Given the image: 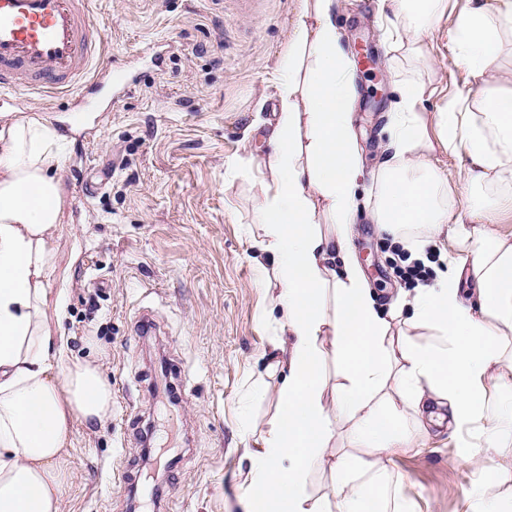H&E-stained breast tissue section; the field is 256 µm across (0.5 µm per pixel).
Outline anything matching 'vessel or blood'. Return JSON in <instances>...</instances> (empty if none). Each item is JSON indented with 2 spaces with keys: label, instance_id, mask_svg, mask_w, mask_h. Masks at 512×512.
I'll use <instances>...</instances> for the list:
<instances>
[{
  "label": "vessel or blood",
  "instance_id": "b4317fda",
  "mask_svg": "<svg viewBox=\"0 0 512 512\" xmlns=\"http://www.w3.org/2000/svg\"><path fill=\"white\" fill-rule=\"evenodd\" d=\"M101 33L90 0H0V90L67 92L82 100L103 85L92 67Z\"/></svg>",
  "mask_w": 512,
  "mask_h": 512
}]
</instances>
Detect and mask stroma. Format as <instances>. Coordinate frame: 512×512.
<instances>
[{"label":"stroma","instance_id":"1","mask_svg":"<svg viewBox=\"0 0 512 512\" xmlns=\"http://www.w3.org/2000/svg\"><path fill=\"white\" fill-rule=\"evenodd\" d=\"M296 0H92L101 65L135 78L104 88L88 120L69 127L77 91L0 93V123L38 115L65 131L58 173L65 222L57 233L51 301L70 361L100 366L112 413L74 420L60 512H240L248 455L275 410L271 359L280 310L255 271L261 228L258 165L270 149L252 133L275 108L279 65ZM379 0H338L336 25L356 67L354 126L365 170L396 100ZM435 112L470 78L448 49V25L426 39ZM455 200L477 199L461 157H428ZM369 284L388 306L404 282L398 241L359 219L352 238ZM481 425H427L396 456L413 512H464L486 496L471 453Z\"/></svg>","mask_w":512,"mask_h":512}]
</instances>
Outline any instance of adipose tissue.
<instances>
[{
  "label": "adipose tissue",
  "instance_id": "obj_1",
  "mask_svg": "<svg viewBox=\"0 0 512 512\" xmlns=\"http://www.w3.org/2000/svg\"><path fill=\"white\" fill-rule=\"evenodd\" d=\"M337 0H297L293 32L272 77V151L259 182L262 226L256 268L271 276L280 307L272 342L283 371L274 414L250 453L243 512H411L393 456L412 447L431 408L459 427L480 421L491 437L471 460L492 497L512 501V402L485 383L512 372V238L493 234L512 211V0H381L395 59L398 100L387 143L358 193L364 167L354 130V62L336 27ZM448 22V47L471 78L443 111L424 108L434 89L417 71L433 22ZM436 135H429V127ZM66 145L51 124H0V512H59L68 485L72 420L103 421L112 387L98 365L61 355L47 312L57 271L64 196L56 173ZM465 155L464 179L492 200L454 214L448 184L425 162L436 147ZM417 249L450 236L460 255L436 283L417 289L407 319L383 312L351 248L359 215ZM336 380L323 376L326 353ZM342 448L331 449L335 423ZM330 475L331 493L309 489Z\"/></svg>",
  "mask_w": 512,
  "mask_h": 512
}]
</instances>
